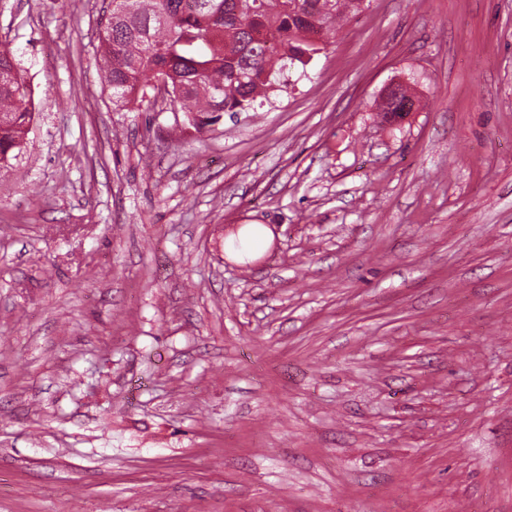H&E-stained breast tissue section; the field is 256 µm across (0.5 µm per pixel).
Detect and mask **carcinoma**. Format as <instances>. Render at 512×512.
<instances>
[{"instance_id": "cac0c4a2", "label": "carcinoma", "mask_w": 512, "mask_h": 512, "mask_svg": "<svg viewBox=\"0 0 512 512\" xmlns=\"http://www.w3.org/2000/svg\"><path fill=\"white\" fill-rule=\"evenodd\" d=\"M363 0H110L100 35L112 103L151 112L162 83L171 110L203 133L255 110L285 72L306 66ZM0 49V171L22 154L30 85Z\"/></svg>"}]
</instances>
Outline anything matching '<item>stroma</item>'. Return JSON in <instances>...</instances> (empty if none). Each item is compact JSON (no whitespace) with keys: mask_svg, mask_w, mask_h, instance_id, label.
I'll return each mask as SVG.
<instances>
[{"mask_svg":"<svg viewBox=\"0 0 512 512\" xmlns=\"http://www.w3.org/2000/svg\"><path fill=\"white\" fill-rule=\"evenodd\" d=\"M102 3L0 0V512H512V0H366L204 133ZM32 106V91L22 70L9 50L0 49V172L10 168L25 148L35 116Z\"/></svg>","mask_w":512,"mask_h":512,"instance_id":"obj_1","label":"stroma"}]
</instances>
